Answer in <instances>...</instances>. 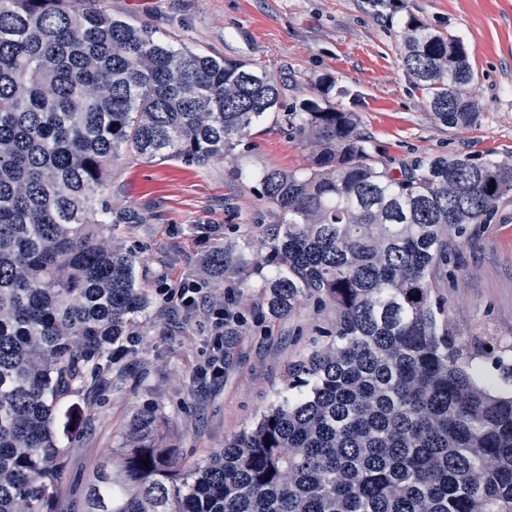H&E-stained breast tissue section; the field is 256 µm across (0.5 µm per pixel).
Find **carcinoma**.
<instances>
[{"mask_svg": "<svg viewBox=\"0 0 512 512\" xmlns=\"http://www.w3.org/2000/svg\"><path fill=\"white\" fill-rule=\"evenodd\" d=\"M470 57L409 24L403 65L449 127L477 118ZM331 88L289 105L256 64L178 47L97 0H0V512H54L60 404L103 377L150 306L133 252L103 236L121 223L102 196L112 162L204 165L270 114L319 150L305 172L255 174L278 216L261 298L273 318L308 298L335 319L288 398L185 475L142 410L129 447L95 467L85 512H512V355L460 345L437 295L452 241L512 199V163L393 171ZM486 360L502 386L484 383Z\"/></svg>", "mask_w": 512, "mask_h": 512, "instance_id": "cac0c4a2", "label": "carcinoma"}]
</instances>
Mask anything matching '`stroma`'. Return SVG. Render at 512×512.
Masks as SVG:
<instances>
[{"instance_id":"obj_1","label":"stroma","mask_w":512,"mask_h":512,"mask_svg":"<svg viewBox=\"0 0 512 512\" xmlns=\"http://www.w3.org/2000/svg\"><path fill=\"white\" fill-rule=\"evenodd\" d=\"M113 15L157 36L218 57L250 60L287 81L288 98L328 99L359 114L372 153L391 167L432 156L512 162V0H102ZM462 39L471 49L474 124L437 121L402 63L407 25ZM314 144L288 135L273 118L255 126L232 155L205 165L121 154L103 190L124 223L108 236L135 251L152 306L112 359V385L68 399L61 422L64 478L56 512H83L94 465L120 454L129 423L146 407L161 420L157 443L185 465L208 458L225 438L250 428L285 392L288 367L330 321V308L302 300L287 317L259 301L265 268L248 265L206 277L216 245L256 258L274 217L253 172L305 171ZM204 281L194 308L172 291ZM461 342L512 347V205L472 224L452 245L441 291ZM233 298L240 317L224 339V372L199 378L213 353V315Z\"/></svg>"}]
</instances>
